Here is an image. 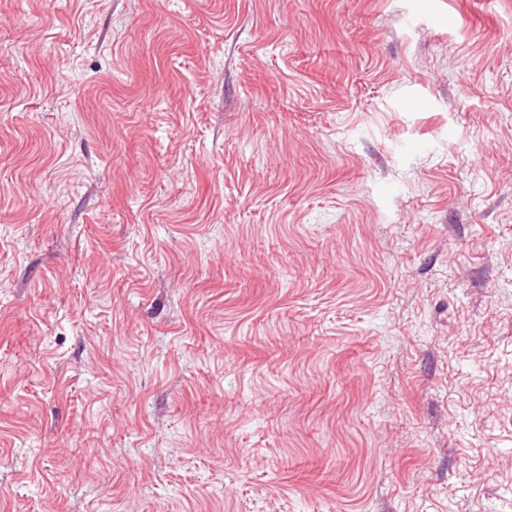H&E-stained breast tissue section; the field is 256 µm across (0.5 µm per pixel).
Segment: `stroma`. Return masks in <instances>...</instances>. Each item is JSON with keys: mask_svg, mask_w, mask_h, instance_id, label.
Wrapping results in <instances>:
<instances>
[{"mask_svg": "<svg viewBox=\"0 0 512 512\" xmlns=\"http://www.w3.org/2000/svg\"><path fill=\"white\" fill-rule=\"evenodd\" d=\"M0 512H512V0H0Z\"/></svg>", "mask_w": 512, "mask_h": 512, "instance_id": "stroma-1", "label": "stroma"}]
</instances>
